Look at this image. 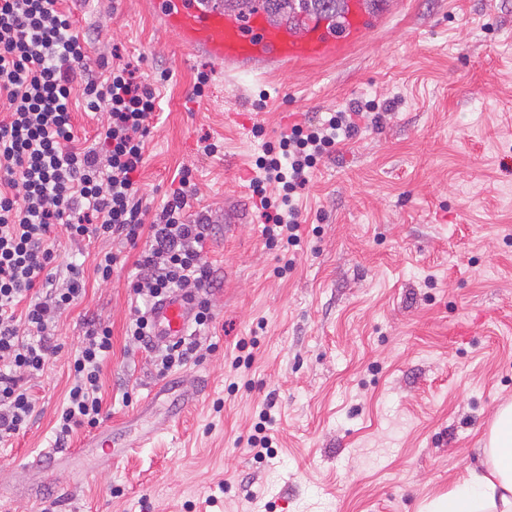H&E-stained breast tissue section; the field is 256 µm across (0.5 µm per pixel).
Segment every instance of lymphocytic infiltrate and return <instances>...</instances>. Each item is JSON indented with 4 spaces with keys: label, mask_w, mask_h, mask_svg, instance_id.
<instances>
[{
    "label": "lymphocytic infiltrate",
    "mask_w": 512,
    "mask_h": 512,
    "mask_svg": "<svg viewBox=\"0 0 512 512\" xmlns=\"http://www.w3.org/2000/svg\"><path fill=\"white\" fill-rule=\"evenodd\" d=\"M64 0H0V443L24 429L37 400L27 384L61 349L57 326L84 290V270L68 264L54 273V241L93 236L139 247L130 286L152 304L182 292L194 305L196 325H209L218 284L203 256L212 233L206 213L189 214L192 187L182 171L178 188L157 210L143 207L137 178L145 164L155 92L130 66L104 65L95 76L87 63L94 31L74 29ZM106 114L96 147L80 146L73 131L72 96ZM377 108L354 102L320 124L295 123L279 146L257 157L249 185L270 244L298 245L301 213L294 201L320 158L353 138ZM280 189L279 200L266 194ZM134 345L154 352L158 376L198 361L197 340L156 342L149 320L134 309L127 328ZM112 354V328L86 320L71 363L72 383L54 422L57 443L103 418L101 375Z\"/></svg>",
    "instance_id": "lymphocytic-infiltrate-1"
}]
</instances>
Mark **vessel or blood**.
<instances>
[{
    "label": "vessel or blood",
    "mask_w": 512,
    "mask_h": 512,
    "mask_svg": "<svg viewBox=\"0 0 512 512\" xmlns=\"http://www.w3.org/2000/svg\"><path fill=\"white\" fill-rule=\"evenodd\" d=\"M166 28L179 42L200 48L215 60L243 68L327 57L339 53L349 42L371 32L374 20L360 0H350L346 24L334 32L328 19L317 17L300 29L272 24L263 11L247 18L204 5L203 0H156ZM191 306L181 295H173L151 312L156 340L184 336Z\"/></svg>",
    "instance_id": "1"
}]
</instances>
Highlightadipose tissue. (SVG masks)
<instances>
[{"label":"adipose tissue","instance_id":"ef3b65f1","mask_svg":"<svg viewBox=\"0 0 512 512\" xmlns=\"http://www.w3.org/2000/svg\"><path fill=\"white\" fill-rule=\"evenodd\" d=\"M484 472H470L429 512H512V404L501 408L483 450Z\"/></svg>","mask_w":512,"mask_h":512}]
</instances>
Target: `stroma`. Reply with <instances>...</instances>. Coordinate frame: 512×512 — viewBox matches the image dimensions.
<instances>
[{"label":"stroma","instance_id":"35a3bbf8","mask_svg":"<svg viewBox=\"0 0 512 512\" xmlns=\"http://www.w3.org/2000/svg\"><path fill=\"white\" fill-rule=\"evenodd\" d=\"M71 9L77 29L100 28L91 58L119 53L158 96L144 206L187 167L191 209L215 224L204 256L222 286L200 335L217 348L157 376L126 337L138 250L58 237L57 263L83 265L85 292L31 383L36 415L0 444V512H420L447 494L512 403V0H378V28L340 57L248 71L182 47L152 0ZM372 99L396 108L321 160L283 271L250 164L288 125ZM205 137L218 154H202ZM228 210L241 223H225ZM107 246L120 263L101 282ZM91 316L112 326L104 419L150 439L107 458L80 428L69 464L30 467L55 445ZM260 429L262 458L248 444Z\"/></svg>","mask_w":512,"mask_h":512}]
</instances>
